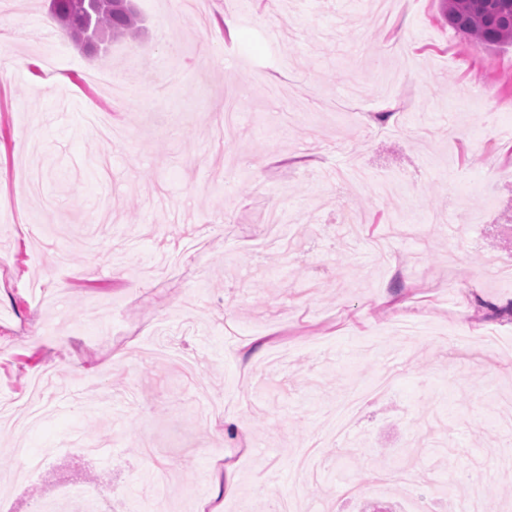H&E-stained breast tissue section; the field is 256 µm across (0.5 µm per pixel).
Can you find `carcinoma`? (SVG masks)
Returning a JSON list of instances; mask_svg holds the SVG:
<instances>
[{"label":"carcinoma","mask_w":512,"mask_h":512,"mask_svg":"<svg viewBox=\"0 0 512 512\" xmlns=\"http://www.w3.org/2000/svg\"><path fill=\"white\" fill-rule=\"evenodd\" d=\"M448 23L466 36L472 49L496 48L512 43V0H442ZM53 18L65 22L63 29L80 49L98 37L102 43L138 32L133 6L110 4V0H49Z\"/></svg>","instance_id":"1"}]
</instances>
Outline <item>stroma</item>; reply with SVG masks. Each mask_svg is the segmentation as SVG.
Instances as JSON below:
<instances>
[{"label":"stroma","instance_id":"obj_1","mask_svg":"<svg viewBox=\"0 0 512 512\" xmlns=\"http://www.w3.org/2000/svg\"><path fill=\"white\" fill-rule=\"evenodd\" d=\"M393 3L385 24L369 0H134L141 35L92 59L38 29L48 0H0V29L31 30L0 46L22 61L0 68V512L99 485L112 512H158L186 462L168 512H461L455 470L512 512V45ZM381 68L410 76L400 100ZM353 167L394 191L323 177ZM270 208L288 221L251 251ZM260 331L251 366L226 355Z\"/></svg>","mask_w":512,"mask_h":512}]
</instances>
